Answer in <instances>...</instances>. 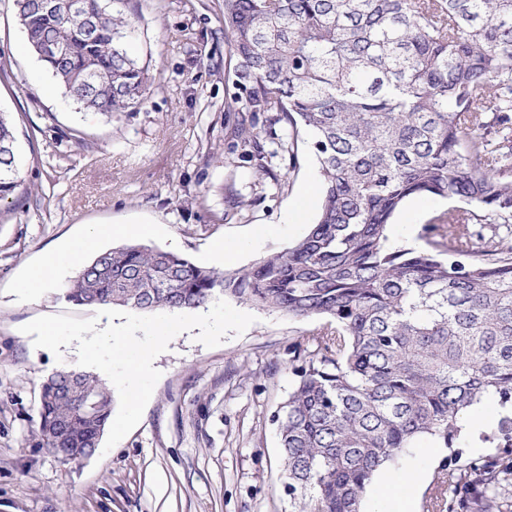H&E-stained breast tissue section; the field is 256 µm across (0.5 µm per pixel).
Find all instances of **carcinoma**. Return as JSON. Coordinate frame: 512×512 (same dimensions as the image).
Here are the masks:
<instances>
[{"label": "carcinoma", "instance_id": "cac0c4a2", "mask_svg": "<svg viewBox=\"0 0 512 512\" xmlns=\"http://www.w3.org/2000/svg\"><path fill=\"white\" fill-rule=\"evenodd\" d=\"M28 46L65 94L112 115L144 100L148 67L129 54L132 22L84 0L61 18L14 0ZM234 57L230 138L264 168L258 115L288 154L301 133L320 164L322 204L299 240L252 267L217 271L130 243L103 251L63 286L77 306L194 309L217 296L323 317L314 349L273 421L282 480L301 512H365L377 472L421 436L446 449L427 512H512V413L506 448L477 458L461 443L485 396L512 407V0H224ZM16 137L0 113V201L20 186ZM466 204L436 216L428 250L393 246L407 199ZM95 403L81 412L85 396ZM112 390L92 372L42 383L39 443L97 448Z\"/></svg>", "mask_w": 512, "mask_h": 512}]
</instances>
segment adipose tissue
<instances>
[{"label": "adipose tissue", "mask_w": 512, "mask_h": 512, "mask_svg": "<svg viewBox=\"0 0 512 512\" xmlns=\"http://www.w3.org/2000/svg\"><path fill=\"white\" fill-rule=\"evenodd\" d=\"M151 232V226H134L126 222L114 224L105 231L96 226L91 227L81 239L69 245L65 250L46 252L38 268L26 279L25 291L28 295L35 296L43 289L55 285L59 270L65 265L79 263L85 253L96 248L102 235L147 236Z\"/></svg>", "instance_id": "obj_1"}]
</instances>
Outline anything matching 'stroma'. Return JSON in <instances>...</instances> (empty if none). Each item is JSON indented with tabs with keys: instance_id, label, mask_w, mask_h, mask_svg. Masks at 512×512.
I'll return each instance as SVG.
<instances>
[{
	"instance_id": "35a3bbf8",
	"label": "stroma",
	"mask_w": 512,
	"mask_h": 512,
	"mask_svg": "<svg viewBox=\"0 0 512 512\" xmlns=\"http://www.w3.org/2000/svg\"><path fill=\"white\" fill-rule=\"evenodd\" d=\"M136 27L134 55L152 81L134 111L106 116L66 96L31 54L13 0H0V113L16 130L22 182L0 203V512H297L280 480L274 412L287 400L319 318L240 304L255 321L209 348L195 331L172 338L154 361L161 377L139 424L108 452L64 463L38 443L41 385L77 365L34 347L23 325L37 317L95 315L59 296L75 275L28 296L22 286L42 254L89 227L123 220L153 227L145 245L201 261L222 243L251 267L303 237L321 206L310 142L296 159L279 150L267 176L241 162L225 102L235 61L224 41L223 0H111ZM313 199L293 219L301 194ZM452 204L413 197L389 227L392 245L428 246L425 227ZM445 454L420 438L384 477L398 486L419 472L413 512H426Z\"/></svg>"
}]
</instances>
